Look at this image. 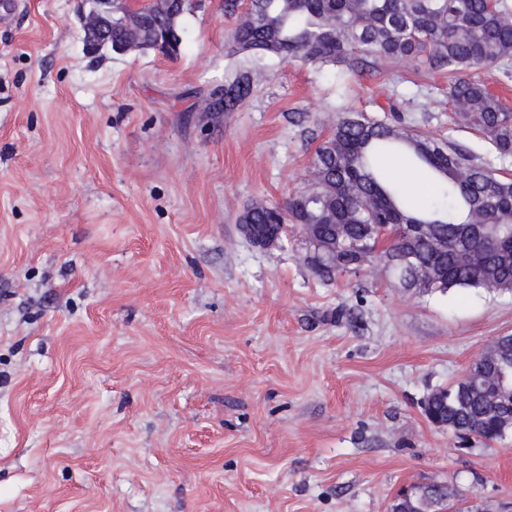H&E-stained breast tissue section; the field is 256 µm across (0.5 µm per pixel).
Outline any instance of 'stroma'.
<instances>
[{
    "instance_id": "obj_1",
    "label": "stroma",
    "mask_w": 512,
    "mask_h": 512,
    "mask_svg": "<svg viewBox=\"0 0 512 512\" xmlns=\"http://www.w3.org/2000/svg\"><path fill=\"white\" fill-rule=\"evenodd\" d=\"M0 23V512H389L443 483L512 512V432L461 443L433 390L512 335V293L323 279L288 227L239 219L303 189L341 112L492 163L447 70L338 78L231 54V0H191L177 59L88 54L93 0H10ZM249 71L235 112L210 91Z\"/></svg>"
}]
</instances>
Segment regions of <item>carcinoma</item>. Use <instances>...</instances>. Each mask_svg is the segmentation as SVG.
Masks as SVG:
<instances>
[{
    "label": "carcinoma",
    "mask_w": 512,
    "mask_h": 512,
    "mask_svg": "<svg viewBox=\"0 0 512 512\" xmlns=\"http://www.w3.org/2000/svg\"><path fill=\"white\" fill-rule=\"evenodd\" d=\"M188 0H153L127 22L128 7L112 3L88 15L85 44L119 52L131 43L168 58L180 54ZM235 52L272 55L341 77L362 56L405 60L451 74L448 100L476 124L502 167L475 162L449 141L393 124L385 117L343 112L315 147L312 178L283 206L255 203L243 224H313L322 249L316 271L330 280L376 263L400 284L423 293L456 288L512 292V107L491 94L476 71L503 65L512 78V7L507 0H250L237 26ZM224 111H237L252 93L250 77L236 75ZM398 158L425 174L429 203H412L406 187L381 164ZM371 256L364 259L360 248ZM425 416L460 438L491 442L512 431V339L493 368L473 364L426 398ZM454 493L426 486L406 503L409 512H445Z\"/></svg>",
    "instance_id": "cac0c4a2"
}]
</instances>
